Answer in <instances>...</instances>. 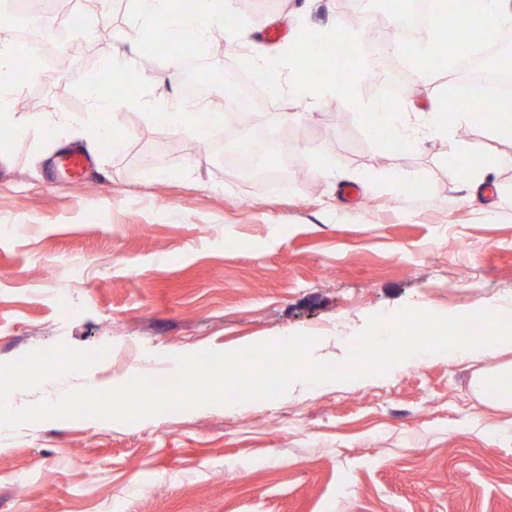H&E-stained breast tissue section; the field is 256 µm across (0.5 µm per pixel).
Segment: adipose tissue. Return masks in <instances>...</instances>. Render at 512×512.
Masks as SVG:
<instances>
[{
	"label": "adipose tissue",
	"mask_w": 512,
	"mask_h": 512,
	"mask_svg": "<svg viewBox=\"0 0 512 512\" xmlns=\"http://www.w3.org/2000/svg\"><path fill=\"white\" fill-rule=\"evenodd\" d=\"M137 5L151 29L164 30L166 45L178 47L180 36L187 33L193 36L197 49L205 46L214 27L223 24L231 9L230 0H137ZM353 40V34L339 24L329 32L303 36L289 44L288 63L299 75L294 92L307 99L336 95L339 83L332 69L338 53L346 51ZM406 115L405 102L396 100L360 112L361 120L380 142L401 150L412 146L402 131ZM472 386L481 398L512 411V362L476 374Z\"/></svg>",
	"instance_id": "ef3b65f1"
}]
</instances>
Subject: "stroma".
Returning a JSON list of instances; mask_svg holds the SVG:
<instances>
[{
    "label": "stroma",
    "mask_w": 512,
    "mask_h": 512,
    "mask_svg": "<svg viewBox=\"0 0 512 512\" xmlns=\"http://www.w3.org/2000/svg\"><path fill=\"white\" fill-rule=\"evenodd\" d=\"M110 45L75 55L102 68L141 22L135 0H96ZM340 0H254L233 10L241 49L274 53L343 20ZM457 75H423L390 56L383 87L315 102L290 94V67L254 120L225 146L261 132L288 139L301 180L244 182L206 137L117 108V153L64 128L0 156V362L60 342L109 354L80 375L19 392L23 406L84 386L111 388L186 351L236 350L303 332L317 359L342 362L369 317L405 307L460 315L512 302V165L471 191L449 169L451 145L472 158L512 155V139L428 123ZM414 86L412 149L386 153L356 113ZM73 79L34 74L39 116L86 112ZM278 112H302L288 125ZM93 156L81 176L64 153ZM335 157V176L315 159ZM490 358L417 364L363 385L317 384L227 410L204 406L133 424L41 420L0 431V512H512V413L478 399ZM97 462L94 473L72 455Z\"/></svg>",
    "instance_id": "stroma-1"
}]
</instances>
